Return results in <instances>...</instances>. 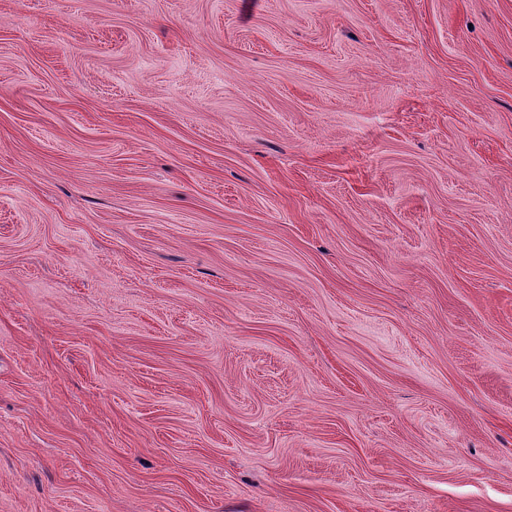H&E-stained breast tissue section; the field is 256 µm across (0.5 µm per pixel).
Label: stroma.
I'll list each match as a JSON object with an SVG mask.
<instances>
[{"label":"stroma","instance_id":"1","mask_svg":"<svg viewBox=\"0 0 512 512\" xmlns=\"http://www.w3.org/2000/svg\"><path fill=\"white\" fill-rule=\"evenodd\" d=\"M0 512H512V0H0Z\"/></svg>","mask_w":512,"mask_h":512}]
</instances>
